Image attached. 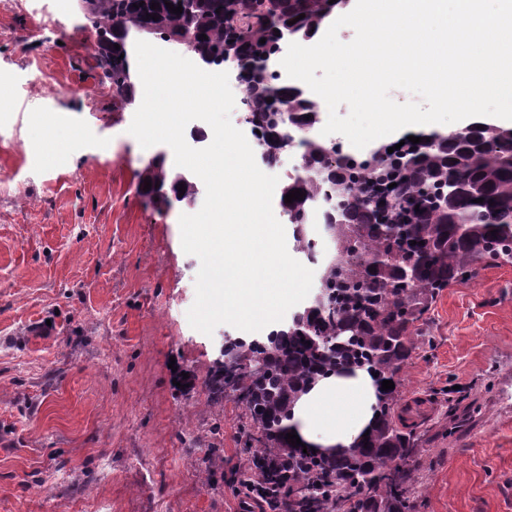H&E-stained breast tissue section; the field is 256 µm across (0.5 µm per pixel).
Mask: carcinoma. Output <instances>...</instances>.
Masks as SVG:
<instances>
[{"label":"carcinoma","instance_id":"1","mask_svg":"<svg viewBox=\"0 0 512 512\" xmlns=\"http://www.w3.org/2000/svg\"><path fill=\"white\" fill-rule=\"evenodd\" d=\"M167 1L182 4L91 0L87 20L105 80L127 103L136 101L128 41L137 39L181 42L212 70L238 67L246 85L242 119L260 131L263 158L280 153L276 141L299 135L301 172L286 176L279 205L293 225L295 250L320 262L319 289L307 306L261 339L229 342L212 365L209 407L222 413L233 401L244 409L233 491L278 512H420V449L413 432L394 421L398 389L382 392L368 441L343 451L293 446L288 419L320 378L347 368L399 383L441 293L485 267L512 266V128L480 120L450 134L414 132L430 141L407 140L392 153L387 142L356 163L311 134L319 106L267 65L282 42L309 41L347 0H191L179 15ZM154 12L159 19L146 18ZM146 178L154 184L147 192ZM296 189L303 200L284 202ZM138 192L171 208L196 199L200 183L157 157L140 171ZM318 201L327 244L319 251L308 229ZM206 460L210 479L224 468V449L209 443Z\"/></svg>","mask_w":512,"mask_h":512}]
</instances>
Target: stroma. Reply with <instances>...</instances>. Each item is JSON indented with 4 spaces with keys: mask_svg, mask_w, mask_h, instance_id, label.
Wrapping results in <instances>:
<instances>
[{
    "mask_svg": "<svg viewBox=\"0 0 512 512\" xmlns=\"http://www.w3.org/2000/svg\"><path fill=\"white\" fill-rule=\"evenodd\" d=\"M75 5L50 29L53 0H0V512H257L231 487L243 410L206 404L239 331L190 326L187 208L137 192L173 151L129 134ZM425 329L395 407L424 512H512V267L449 287ZM215 425L226 473L207 481Z\"/></svg>",
    "mask_w": 512,
    "mask_h": 512,
    "instance_id": "stroma-1",
    "label": "stroma"
}]
</instances>
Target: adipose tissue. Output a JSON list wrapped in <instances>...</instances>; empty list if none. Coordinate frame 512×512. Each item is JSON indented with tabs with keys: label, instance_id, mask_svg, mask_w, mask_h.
Listing matches in <instances>:
<instances>
[{
	"label": "adipose tissue",
	"instance_id": "obj_1",
	"mask_svg": "<svg viewBox=\"0 0 512 512\" xmlns=\"http://www.w3.org/2000/svg\"><path fill=\"white\" fill-rule=\"evenodd\" d=\"M377 386L365 371L325 378L296 403L289 425L317 448L351 447L373 418Z\"/></svg>",
	"mask_w": 512,
	"mask_h": 512
}]
</instances>
